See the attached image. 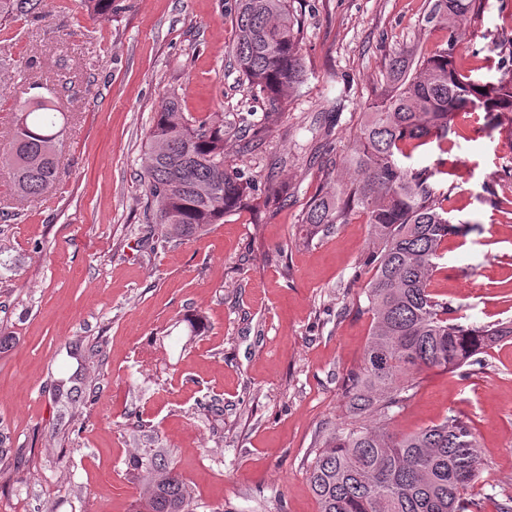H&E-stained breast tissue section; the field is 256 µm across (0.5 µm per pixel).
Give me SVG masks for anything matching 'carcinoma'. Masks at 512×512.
I'll use <instances>...</instances> for the list:
<instances>
[{
    "instance_id": "1",
    "label": "carcinoma",
    "mask_w": 512,
    "mask_h": 512,
    "mask_svg": "<svg viewBox=\"0 0 512 512\" xmlns=\"http://www.w3.org/2000/svg\"><path fill=\"white\" fill-rule=\"evenodd\" d=\"M43 2L0 0V27L39 21ZM81 3L94 18L112 13V0ZM478 8L479 0H434L427 22L446 32V47L428 57L400 52L392 58L390 94L360 115L348 158L351 180L334 195H314L303 218L318 234L364 217L372 244L367 262L374 269L364 290L369 339L361 364L344 378L350 422L319 434L308 469L318 512H461L460 490L480 474L477 443L456 420L409 434L388 427L421 372L473 365L477 355L512 338V322L478 330L455 323L451 304L429 291L441 247L456 232L448 194L434 185L449 172L405 163L433 142L448 152L461 112L481 109L496 125L512 126V70L482 83L455 59L458 30ZM236 35V62L268 119L306 77L291 0H237ZM57 95L23 104L13 136L0 145V165L11 169L20 198L60 180ZM144 160L155 248L200 237L224 217L258 210L280 194L278 182L270 179L260 189L224 165V116L195 118L175 95L156 113ZM133 466L142 472L139 512H193L188 485L158 455L135 457Z\"/></svg>"
}]
</instances>
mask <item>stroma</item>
<instances>
[{"label":"stroma","instance_id":"35a3bbf8","mask_svg":"<svg viewBox=\"0 0 512 512\" xmlns=\"http://www.w3.org/2000/svg\"><path fill=\"white\" fill-rule=\"evenodd\" d=\"M458 63L494 82L512 67V0H480ZM433 0H292L306 80L265 118L238 69L235 0H114L92 20L78 0H47L41 21L0 30V144L17 108L67 80L59 184L13 196L0 167V512H133V457L163 450L195 512H318L308 466L317 436L346 420L342 377L369 338L370 228L309 236L318 191L348 178L358 114L386 93L399 51L431 55L444 31ZM224 116V160L284 193L206 235L149 251L143 153L170 96ZM264 133L242 151L250 125ZM445 155L454 174L431 293L466 328L512 321V132L464 112ZM206 328L189 332L191 316ZM98 346L83 362L73 346ZM92 384L81 416L52 394L76 369ZM457 419L476 438L480 480L463 512L512 496V340L481 363L424 371L392 429Z\"/></svg>","mask_w":512,"mask_h":512}]
</instances>
